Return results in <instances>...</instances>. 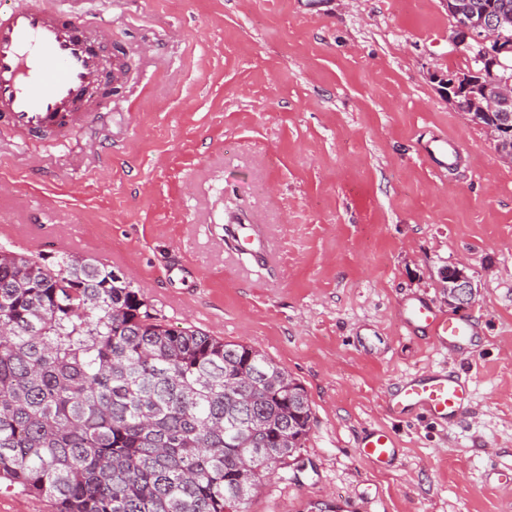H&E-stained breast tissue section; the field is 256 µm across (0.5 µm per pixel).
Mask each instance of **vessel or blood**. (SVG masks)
I'll use <instances>...</instances> for the list:
<instances>
[{"label": "vessel or blood", "mask_w": 512, "mask_h": 512, "mask_svg": "<svg viewBox=\"0 0 512 512\" xmlns=\"http://www.w3.org/2000/svg\"><path fill=\"white\" fill-rule=\"evenodd\" d=\"M100 76V60L72 12L0 7V127L31 138L68 139L89 118L86 102L96 100L100 113L111 107V98L100 93ZM404 321L427 329L441 344L461 349L475 334L471 322L439 313L422 301L406 306ZM470 397L466 381L437 371L403 381L390 395L388 409L396 416L421 411L452 423ZM360 448L368 461L385 465L395 455L396 442L387 431L372 430L364 434Z\"/></svg>", "instance_id": "obj_1"}]
</instances>
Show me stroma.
Instances as JSON below:
<instances>
[{
	"mask_svg": "<svg viewBox=\"0 0 512 512\" xmlns=\"http://www.w3.org/2000/svg\"><path fill=\"white\" fill-rule=\"evenodd\" d=\"M72 10L127 53L106 119L60 144L0 128V246L126 272L171 324L248 344L305 387L299 469L249 512H512V164L450 103L445 0H5ZM454 140L451 169L428 154ZM477 291L472 351L401 318ZM469 374L451 425L394 419L405 376ZM383 428L398 454H360ZM464 263L455 265L449 269L452 275L453 285L448 288V306L453 309H463L472 305L476 292L471 277L466 272Z\"/></svg>",
	"mask_w": 512,
	"mask_h": 512,
	"instance_id": "35a3bbf8",
	"label": "stroma"
}]
</instances>
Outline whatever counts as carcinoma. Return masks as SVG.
<instances>
[{
  "mask_svg": "<svg viewBox=\"0 0 512 512\" xmlns=\"http://www.w3.org/2000/svg\"><path fill=\"white\" fill-rule=\"evenodd\" d=\"M312 422L255 348L168 323L92 258L0 247V491L54 512H248Z\"/></svg>",
  "mask_w": 512,
  "mask_h": 512,
  "instance_id": "carcinoma-1",
  "label": "carcinoma"
}]
</instances>
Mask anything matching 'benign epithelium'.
<instances>
[{"label": "benign epithelium", "mask_w": 512, "mask_h": 512, "mask_svg": "<svg viewBox=\"0 0 512 512\" xmlns=\"http://www.w3.org/2000/svg\"><path fill=\"white\" fill-rule=\"evenodd\" d=\"M448 18L451 22L454 40L465 44L473 40L475 45L469 46L473 52L474 66L448 74L443 81L448 101L456 104L458 98H467V115L474 113L500 112L512 105V80L509 78L490 80L482 83L480 76L494 73V69L502 65L500 54L512 52V45L504 42L503 31L512 19L501 17L498 20L477 19L471 16L464 0H447ZM486 130L493 138L498 157L512 163V128L509 124L490 125ZM453 285L448 288V306L463 309L472 305L476 292L471 277L467 274L464 263L449 269Z\"/></svg>", "instance_id": "7a95c632"}]
</instances>
